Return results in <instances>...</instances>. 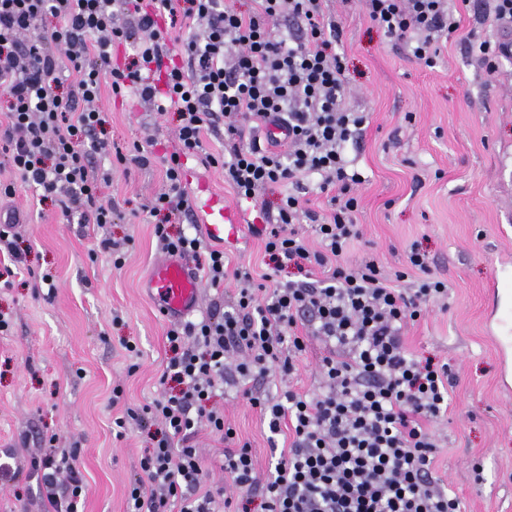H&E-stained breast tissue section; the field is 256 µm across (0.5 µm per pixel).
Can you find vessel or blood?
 Here are the masks:
<instances>
[{"mask_svg": "<svg viewBox=\"0 0 512 512\" xmlns=\"http://www.w3.org/2000/svg\"><path fill=\"white\" fill-rule=\"evenodd\" d=\"M197 224L207 238L234 237L241 229L240 212L212 194L199 200ZM143 286L159 310L167 316L183 319L194 314L200 304V283L187 261L171 257L158 262L146 275ZM491 296L497 338L502 350H512V266L503 265Z\"/></svg>", "mask_w": 512, "mask_h": 512, "instance_id": "1", "label": "vessel or blood"}]
</instances>
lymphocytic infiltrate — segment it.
Wrapping results in <instances>:
<instances>
[{"instance_id":"f902f5d3","label":"lymphocytic infiltrate","mask_w":512,"mask_h":512,"mask_svg":"<svg viewBox=\"0 0 512 512\" xmlns=\"http://www.w3.org/2000/svg\"><path fill=\"white\" fill-rule=\"evenodd\" d=\"M239 11L230 0H0V159L64 216L95 225L98 247L122 267L129 239H112L117 211L96 156L126 163L106 136L99 107L103 83L113 95L135 89L155 111L177 116L176 145L164 155L166 187L141 206L163 252L191 257L218 297L201 320L173 325L162 392L141 412L117 417L160 426L129 487L126 512H460V501L433 478L438 447L431 426L448 412L452 375L447 364L416 358L403 331L448 294L431 276L427 257L411 249L407 270L388 274L372 260L345 258L360 238L354 220L362 175L344 157L368 117L345 109L341 31L326 21L324 0H253ZM369 20L391 40L434 66L441 43L458 23L448 0H362ZM298 22L281 30V18ZM134 42L136 56L113 67L112 47ZM161 68L163 86L143 80ZM69 72L63 83L60 72ZM252 126L240 144L241 124ZM224 127L222 152L207 151V129ZM284 131L283 146L265 130ZM224 171L238 200L253 203L272 187L316 179L331 212L320 216L301 193L280 196L277 216L256 234L268 270L261 278L228 269L223 249L199 235L173 234L170 216L189 208L182 157ZM310 221L311 248L299 229ZM297 279L281 280L286 269ZM418 271L410 279V271ZM238 287L224 299L226 280ZM320 339L317 392L286 389L275 397L249 390L275 373L288 378ZM243 387L252 407L268 417L272 434L291 431L273 472L259 481L249 444H235L215 393ZM230 441L225 485H207L192 440L200 428ZM36 470L54 512H75L86 486L72 448L50 449Z\"/></svg>"}]
</instances>
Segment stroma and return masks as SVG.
Here are the masks:
<instances>
[{"label": "stroma", "mask_w": 512, "mask_h": 512, "mask_svg": "<svg viewBox=\"0 0 512 512\" xmlns=\"http://www.w3.org/2000/svg\"><path fill=\"white\" fill-rule=\"evenodd\" d=\"M452 10L460 27L430 68L372 24L358 0H328L343 30L337 50L347 67L345 105L369 117L346 149L364 177L356 190L362 236L348 257L392 272L405 268L415 244L431 275L447 282V299L429 303L404 337L410 352L448 364L454 376L448 415L435 426L441 443L433 475L456 494L461 512H512V398L498 389L497 349L486 332L489 286L512 259V58L490 73L468 49L512 38V29L495 20L491 0H454ZM99 105L109 140L142 146L151 158L146 168L100 163L111 169L109 191L122 204L110 232L134 240L122 269L98 251L92 225L67 223L57 206L34 205V189L0 164V182L15 187L0 207L19 214L28 243L12 287L0 288V315L9 323L0 331V462L16 470L0 483V512H47L31 460L49 448L78 453L87 486L78 512H125L156 429L132 424L120 437L113 421L160 392L169 355L173 321L142 288L162 254L140 205L164 187L162 158L175 145L177 121L107 87ZM258 215L244 207L243 230L223 248L231 265L261 274L263 244L247 230ZM128 341L137 353L125 350ZM116 387L123 390L117 402ZM224 419L250 443L258 477L269 470L273 446L291 443L284 431L269 444L259 409L232 387Z\"/></svg>", "instance_id": "35a3bbf8"}]
</instances>
